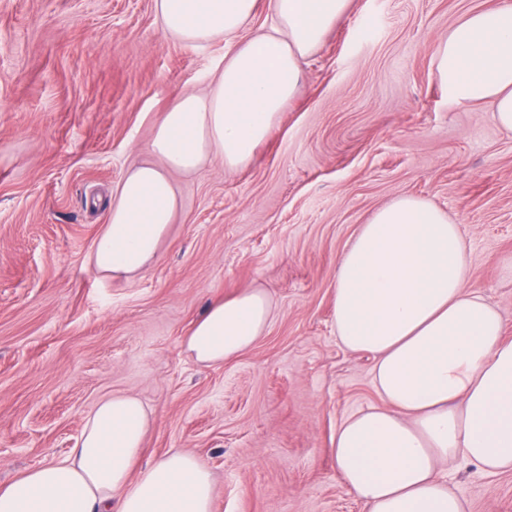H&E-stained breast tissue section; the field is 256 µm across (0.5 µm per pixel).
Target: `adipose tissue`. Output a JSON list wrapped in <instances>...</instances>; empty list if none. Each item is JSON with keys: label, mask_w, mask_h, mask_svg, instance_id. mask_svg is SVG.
<instances>
[{"label": "adipose tissue", "mask_w": 512, "mask_h": 512, "mask_svg": "<svg viewBox=\"0 0 512 512\" xmlns=\"http://www.w3.org/2000/svg\"><path fill=\"white\" fill-rule=\"evenodd\" d=\"M349 0H270L269 29L249 31L256 0H155L166 33L191 46L232 40L207 93L178 95L149 143L152 161L112 193L109 222L88 264L115 279L158 258L179 210L173 177L207 160L234 173L303 91L311 55ZM436 83L450 102L490 103L512 131V5L473 12L433 49ZM467 244L432 202L400 196L359 225L333 288L336 336L375 358L379 405L336 429L330 454L345 489L369 512H466L448 468L466 460L512 473V340L497 309L470 288ZM273 318L268 295L211 301L184 346L204 367L252 348ZM151 426L136 397H102L67 457L0 486V512H213L215 479L196 456L166 454L136 470Z\"/></svg>", "instance_id": "1"}]
</instances>
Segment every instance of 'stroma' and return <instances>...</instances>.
I'll return each instance as SVG.
<instances>
[{"label": "stroma", "instance_id": "1", "mask_svg": "<svg viewBox=\"0 0 512 512\" xmlns=\"http://www.w3.org/2000/svg\"><path fill=\"white\" fill-rule=\"evenodd\" d=\"M501 2L351 0L253 162L175 176L160 257L126 281L87 263L111 194L230 45L170 38L155 0H0V483L64 458L121 392L153 414L145 460L181 450L213 471L214 512H368L329 453L337 427L379 402L373 357L345 350L333 324L358 226L402 195L441 207L512 340V132L431 77L438 39ZM249 288L272 300L264 336L195 363L183 340L208 303ZM449 483L467 512H512V474L463 464Z\"/></svg>", "mask_w": 512, "mask_h": 512}]
</instances>
